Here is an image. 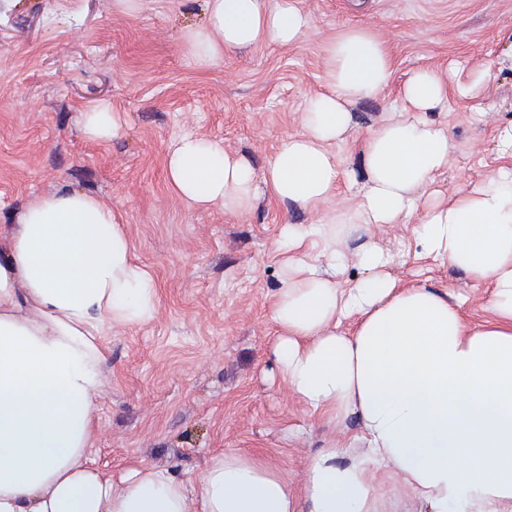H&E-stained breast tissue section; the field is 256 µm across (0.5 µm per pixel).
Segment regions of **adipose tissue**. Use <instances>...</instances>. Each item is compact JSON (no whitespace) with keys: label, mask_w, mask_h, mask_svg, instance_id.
I'll use <instances>...</instances> for the list:
<instances>
[{"label":"adipose tissue","mask_w":512,"mask_h":512,"mask_svg":"<svg viewBox=\"0 0 512 512\" xmlns=\"http://www.w3.org/2000/svg\"><path fill=\"white\" fill-rule=\"evenodd\" d=\"M204 16L185 35L201 70L228 52L293 44L313 24L296 0H205ZM323 59L329 89L308 99L303 134L281 141L263 181L246 158L192 133L173 143L167 174L194 207L234 213L263 188L317 212L281 229L289 258L271 308L273 353L312 411L360 417L367 461L339 467L324 449L299 496L262 458L221 452L194 504L168 471L133 462L116 481L99 471L90 450L103 336L152 320L157 285L118 213L57 190L31 199L0 240V512H297L302 496L310 512H372V463L392 465L433 512H512V168L442 200L433 184L452 145L429 114L468 89L453 73L414 71L401 111L366 139L367 180L350 221L417 218V247L489 283L495 319L470 325L447 294L400 285L387 272L393 256L371 245L357 254L363 277L339 288L346 256L326 207L339 178L332 147L351 128L349 103L387 87L392 60L362 27L326 40ZM307 240L317 254L293 258Z\"/></svg>","instance_id":"1"}]
</instances>
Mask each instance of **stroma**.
Returning <instances> with one entry per match:
<instances>
[{"mask_svg": "<svg viewBox=\"0 0 512 512\" xmlns=\"http://www.w3.org/2000/svg\"><path fill=\"white\" fill-rule=\"evenodd\" d=\"M296 3L313 20L304 39L228 53L199 70L184 36L202 23L204 0H0V229L36 195L89 193L120 214L157 284L155 319L104 338L92 457L106 473L139 461L183 480L195 499L218 452L259 455L298 491L323 449H335L340 466L368 455L358 415L312 413L273 355L270 307L285 259L277 241L283 224H309L315 214L265 194L235 215L189 207L167 180L173 141L192 132L223 142L263 176L280 141L302 132L306 101L324 85V40L366 26L386 43L393 75L378 97L351 104L353 129L334 148L341 172L365 181V140L398 104L405 80L450 65L472 91L430 114L453 145L439 188L450 197L512 168L497 150L499 131L512 125V0ZM484 70L490 79L477 82ZM94 103L119 113L117 137L85 135ZM414 229L340 225V286L362 277V245L395 254ZM390 272L406 286L464 296L472 323L487 317L489 284L461 269L411 256ZM370 472L374 512H431L392 469Z\"/></svg>", "mask_w": 512, "mask_h": 512, "instance_id": "1", "label": "stroma"}]
</instances>
